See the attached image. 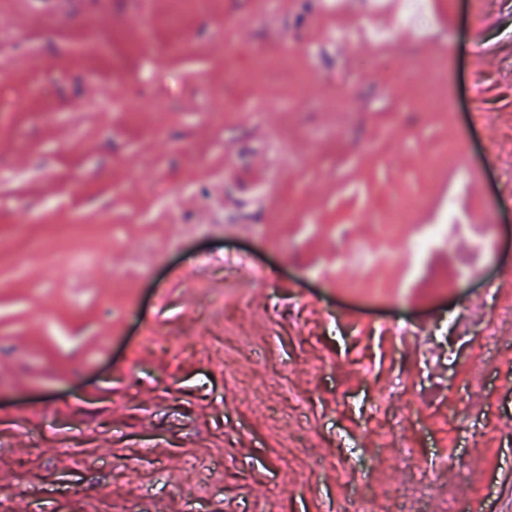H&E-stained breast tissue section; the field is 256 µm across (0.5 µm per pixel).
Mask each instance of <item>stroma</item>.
Instances as JSON below:
<instances>
[{
  "label": "stroma",
  "instance_id": "stroma-1",
  "mask_svg": "<svg viewBox=\"0 0 512 512\" xmlns=\"http://www.w3.org/2000/svg\"><path fill=\"white\" fill-rule=\"evenodd\" d=\"M509 307L512 0H0L8 512H512ZM444 220L448 224H427L423 226L411 240L410 249L416 257L428 253L433 247L447 240L449 228L458 220V213L454 206L448 208Z\"/></svg>",
  "mask_w": 512,
  "mask_h": 512
}]
</instances>
